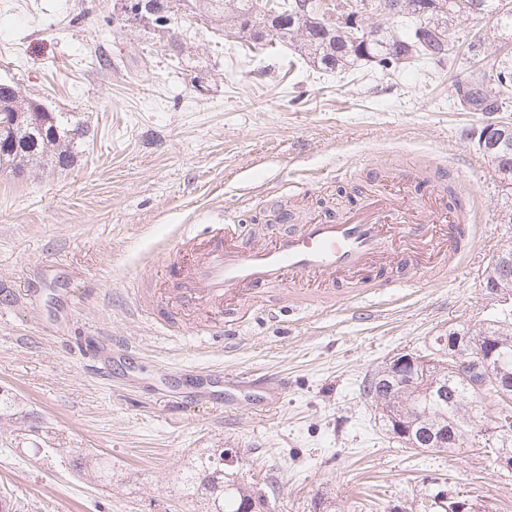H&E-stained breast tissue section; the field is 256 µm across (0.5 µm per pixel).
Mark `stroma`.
Returning a JSON list of instances; mask_svg holds the SVG:
<instances>
[{"instance_id":"stroma-1","label":"stroma","mask_w":512,"mask_h":512,"mask_svg":"<svg viewBox=\"0 0 512 512\" xmlns=\"http://www.w3.org/2000/svg\"><path fill=\"white\" fill-rule=\"evenodd\" d=\"M127 4L0 0V80L89 127L68 169L0 171V389L28 412L0 426V497L15 512H200L181 470L230 448L276 512H309L326 492L340 512H418L440 487L474 512H512V473L472 446L411 455L360 393L394 354L491 314L484 271L512 245V186L473 133L512 109L454 108L462 65L323 73L295 45L251 51L188 11L162 31ZM405 163L476 199L479 236L456 275L302 314L272 292L229 348L132 315L185 227L229 222L250 238L337 216ZM198 370L288 386L272 408L227 409L180 398ZM32 431L107 454L111 480L24 453Z\"/></svg>"}]
</instances>
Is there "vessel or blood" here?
Returning a JSON list of instances; mask_svg holds the SVG:
<instances>
[{"label": "vessel or blood", "mask_w": 512, "mask_h": 512, "mask_svg": "<svg viewBox=\"0 0 512 512\" xmlns=\"http://www.w3.org/2000/svg\"><path fill=\"white\" fill-rule=\"evenodd\" d=\"M424 175L422 167L404 166L338 218L310 217L256 242L241 238L233 225H214L206 249L188 265L181 254L195 235L184 232L163 264L159 288L135 296L133 309L159 310L167 324L203 311L204 335L220 336L225 306H235L233 329L241 331L269 289L299 295L301 308L309 309L335 304L344 289L387 287L393 271L412 277L455 272L475 239L473 202L443 189L406 198L405 190ZM206 380L220 387L226 403L242 399L267 409L278 400L277 389L257 378L228 384L210 374Z\"/></svg>", "instance_id": "vessel-or-blood-1"}]
</instances>
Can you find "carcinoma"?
Masks as SVG:
<instances>
[{"instance_id":"1","label":"carcinoma","mask_w":512,"mask_h":512,"mask_svg":"<svg viewBox=\"0 0 512 512\" xmlns=\"http://www.w3.org/2000/svg\"><path fill=\"white\" fill-rule=\"evenodd\" d=\"M154 25L167 29L175 15L176 0H152ZM319 0H195L194 9L213 29H228L248 43L250 49H263L268 37L288 43L302 36L298 47L313 66L324 72L350 71L366 63L396 70L397 63L385 55L384 43L399 42L414 47L415 64H446L453 68L457 57L448 55V44L456 43L445 35V44L423 28L422 21L403 13L409 25L399 32L383 29V38L364 44L360 35L351 30L334 28L316 30L312 19ZM429 15L443 19L467 20L473 16H496V28L512 30V7L503 9V0H427ZM481 39L467 44L469 57L474 60L468 75L486 86L492 93L483 108L485 112H506L512 102V58L497 59L480 52ZM20 87L8 80L0 81V169L18 173L30 170L45 159L61 170L74 163L78 148L87 138L88 126L79 112H55L33 100L23 107L15 104ZM500 153L504 158L502 172L512 182V126L502 128ZM488 336H503L512 340V306L508 314L495 313L485 319L480 328ZM363 395L375 407H386L406 417L412 430L410 449L418 453H442L461 450L476 437L472 428L475 419L487 418L482 399L485 396L502 402L493 386L477 391L470 384L448 379L443 368L420 364L412 384L393 391L387 386L375 387L367 381ZM22 416L20 401L8 393L0 394V422ZM512 449V436L490 435L480 440L481 453L498 461L504 447ZM28 453L33 456L50 454L78 472H92L101 481L111 477L110 463L100 457L81 455L58 442L43 448L37 440L30 442ZM228 450L210 448L189 461L180 475L183 490L204 501L205 512H273L272 503L264 494L245 482L238 467L226 461Z\"/></svg>"}]
</instances>
